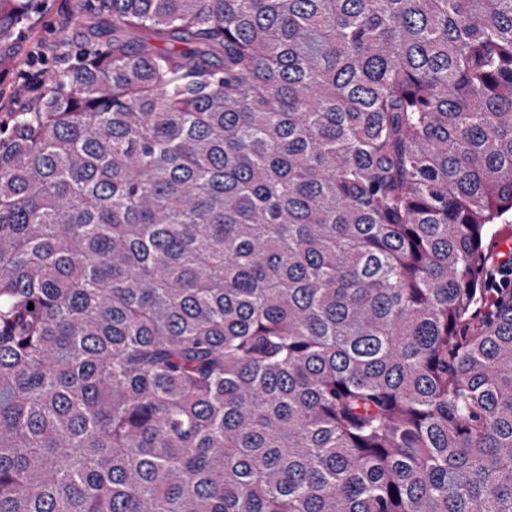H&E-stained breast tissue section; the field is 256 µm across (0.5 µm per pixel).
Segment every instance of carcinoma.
<instances>
[{"mask_svg": "<svg viewBox=\"0 0 512 512\" xmlns=\"http://www.w3.org/2000/svg\"><path fill=\"white\" fill-rule=\"evenodd\" d=\"M100 9L0 120V512H512V0Z\"/></svg>", "mask_w": 512, "mask_h": 512, "instance_id": "obj_1", "label": "carcinoma"}]
</instances>
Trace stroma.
<instances>
[{"label":"stroma","instance_id":"obj_1","mask_svg":"<svg viewBox=\"0 0 512 512\" xmlns=\"http://www.w3.org/2000/svg\"><path fill=\"white\" fill-rule=\"evenodd\" d=\"M101 29L111 20L99 13L97 0H43L16 38L0 45V114L25 110L38 96L46 75L67 67L83 45L74 17Z\"/></svg>","mask_w":512,"mask_h":512}]
</instances>
